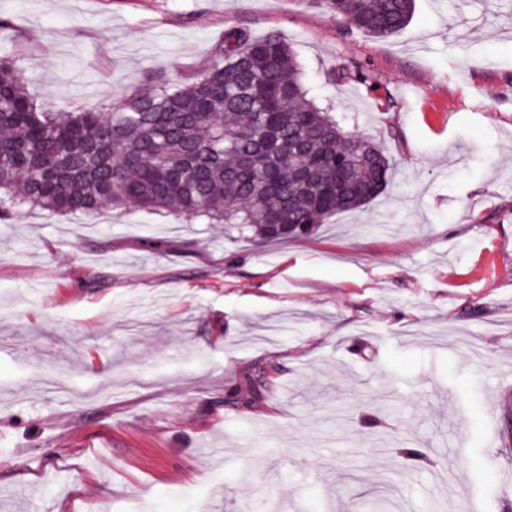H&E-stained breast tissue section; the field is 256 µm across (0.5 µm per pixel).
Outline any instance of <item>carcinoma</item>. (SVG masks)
Segmentation results:
<instances>
[{
    "mask_svg": "<svg viewBox=\"0 0 512 512\" xmlns=\"http://www.w3.org/2000/svg\"><path fill=\"white\" fill-rule=\"evenodd\" d=\"M329 4L375 37L400 31L414 10V0ZM334 81L374 84L348 64ZM391 170L372 137L345 130L332 106L310 96L275 34L229 28L190 84L152 76L117 101L69 112L31 96L16 62L0 56V221L25 207L71 217L139 208L275 242L361 208ZM238 391L261 398L263 373Z\"/></svg>",
    "mask_w": 512,
    "mask_h": 512,
    "instance_id": "carcinoma-1",
    "label": "carcinoma"
}]
</instances>
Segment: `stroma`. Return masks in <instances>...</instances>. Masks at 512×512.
<instances>
[{
  "instance_id": "obj_1",
  "label": "stroma",
  "mask_w": 512,
  "mask_h": 512,
  "mask_svg": "<svg viewBox=\"0 0 512 512\" xmlns=\"http://www.w3.org/2000/svg\"><path fill=\"white\" fill-rule=\"evenodd\" d=\"M230 27L288 43L391 181L262 245L134 208L0 223V512H512V8L416 0L377 38L327 0H0L63 109L189 84ZM334 81H336V84H346L351 82L367 84L370 89L372 85L375 83L372 80L370 74L366 70H364L362 66H350L348 64H340L336 68V73L334 74Z\"/></svg>"
}]
</instances>
